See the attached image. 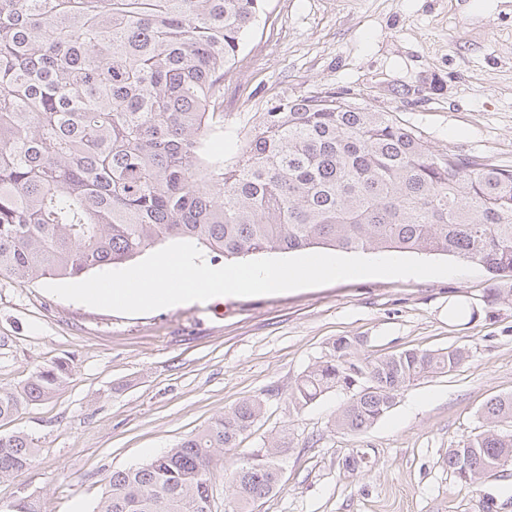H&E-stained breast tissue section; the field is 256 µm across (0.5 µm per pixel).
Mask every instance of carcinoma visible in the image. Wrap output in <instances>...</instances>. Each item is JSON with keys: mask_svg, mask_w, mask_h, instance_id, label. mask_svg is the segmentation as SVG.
<instances>
[{"mask_svg": "<svg viewBox=\"0 0 512 512\" xmlns=\"http://www.w3.org/2000/svg\"><path fill=\"white\" fill-rule=\"evenodd\" d=\"M266 0H0V275L81 278L190 240L226 260L312 248L441 254L512 282V169L431 150L422 134L331 90L282 97L236 132L227 158L224 78ZM338 338L289 393L300 411L346 395L334 430L361 433L415 381L457 369L461 347L361 353ZM60 361L0 388V421L55 395ZM246 398L151 460L112 472L96 512H212L217 453L264 414ZM445 459L479 485L512 461V395ZM291 433L242 456L227 512L282 489ZM0 435V478L35 457Z\"/></svg>", "mask_w": 512, "mask_h": 512, "instance_id": "cac0c4a2", "label": "carcinoma"}]
</instances>
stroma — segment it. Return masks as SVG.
<instances>
[{
    "label": "stroma",
    "instance_id": "stroma-1",
    "mask_svg": "<svg viewBox=\"0 0 512 512\" xmlns=\"http://www.w3.org/2000/svg\"><path fill=\"white\" fill-rule=\"evenodd\" d=\"M469 0H268L224 83L228 113L332 89L418 128L431 149L512 167V0L464 14ZM0 275V387L68 362V384L0 423L34 438L27 468L0 479V505L94 512L117 470L144 463L248 397L266 412L217 457L213 512L242 452L280 427L294 446L275 496L254 512H512L502 478L457 482L449 448L485 428L488 399L512 394V294L484 268L434 278L364 277L142 314L94 308ZM371 350L460 346L468 358L421 379L366 432L334 431L345 400L288 406L296 377L334 339Z\"/></svg>",
    "mask_w": 512,
    "mask_h": 512
}]
</instances>
